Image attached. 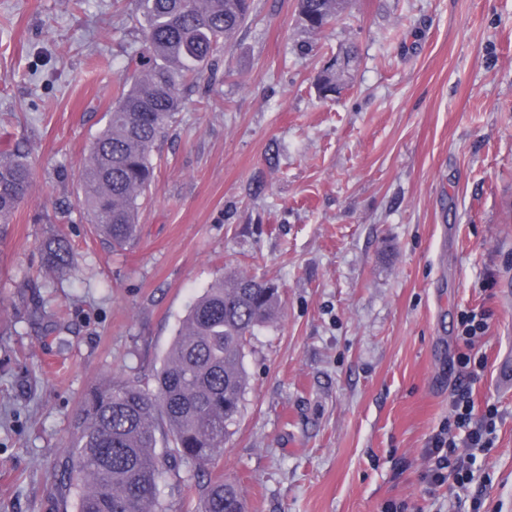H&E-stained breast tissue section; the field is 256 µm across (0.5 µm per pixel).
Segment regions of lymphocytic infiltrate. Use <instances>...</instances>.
Instances as JSON below:
<instances>
[{
  "label": "lymphocytic infiltrate",
  "instance_id": "1",
  "mask_svg": "<svg viewBox=\"0 0 512 512\" xmlns=\"http://www.w3.org/2000/svg\"><path fill=\"white\" fill-rule=\"evenodd\" d=\"M488 329L485 313L470 311L463 314L459 336L462 349L457 355V363L465 369L470 385L479 380L486 366L485 358L478 355L476 346ZM470 385L457 390L454 395L448 422L432 440L428 454L434 463L424 477L431 486L451 483L454 512H463L473 477L471 467L477 456L488 454L497 441L499 409L489 402L483 413H476Z\"/></svg>",
  "mask_w": 512,
  "mask_h": 512
}]
</instances>
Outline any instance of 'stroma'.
Masks as SVG:
<instances>
[{
	"mask_svg": "<svg viewBox=\"0 0 512 512\" xmlns=\"http://www.w3.org/2000/svg\"><path fill=\"white\" fill-rule=\"evenodd\" d=\"M252 7L155 148L116 250L80 171L144 19L133 0H0V151L33 168L0 235V512H75L59 475L85 394L152 385L190 304L235 273L281 297L210 470L248 512H447L422 475L470 309L489 316L473 399L501 414L474 484L481 512H512V0H350L311 37L296 0ZM351 45V79L322 99ZM53 235L76 258L60 276ZM199 482L183 462L164 473L167 512H196ZM47 265L55 273H67L74 265V256L68 241L62 236H53L42 243Z\"/></svg>",
	"mask_w": 512,
	"mask_h": 512,
	"instance_id": "obj_1",
	"label": "stroma"
}]
</instances>
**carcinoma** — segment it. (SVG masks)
I'll return each mask as SVG.
<instances>
[{
  "label": "carcinoma",
  "instance_id": "carcinoma-1",
  "mask_svg": "<svg viewBox=\"0 0 512 512\" xmlns=\"http://www.w3.org/2000/svg\"><path fill=\"white\" fill-rule=\"evenodd\" d=\"M145 20L142 51L128 58L130 81L119 85L103 131L81 171L83 208L112 247L134 239L139 199L154 178L152 152L185 99L203 80L224 42L247 22L251 0H135ZM347 0H297L309 33L334 23ZM32 172L20 150L0 154V233L28 197ZM47 265H74L68 241L42 243ZM278 289L252 277L219 279L189 307L156 387L131 381L95 386L84 396L65 464L77 512H164L157 485L178 460L210 467L233 434L246 390L244 349L271 322ZM162 434L172 447L156 453ZM200 512H246L238 487L201 485Z\"/></svg>",
  "mask_w": 512,
  "mask_h": 512
}]
</instances>
